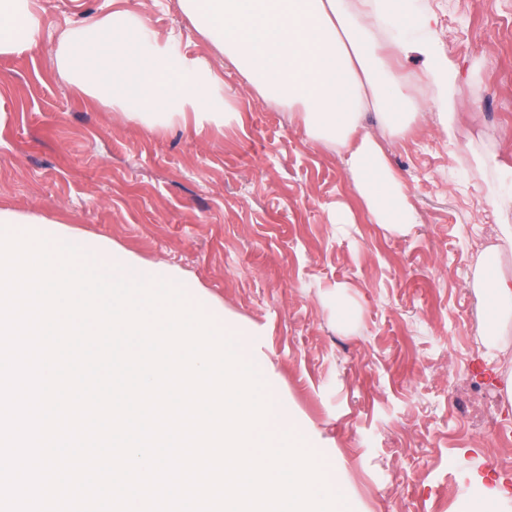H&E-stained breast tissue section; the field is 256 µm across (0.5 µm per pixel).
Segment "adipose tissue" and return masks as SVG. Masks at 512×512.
Segmentation results:
<instances>
[{
  "mask_svg": "<svg viewBox=\"0 0 512 512\" xmlns=\"http://www.w3.org/2000/svg\"><path fill=\"white\" fill-rule=\"evenodd\" d=\"M195 29L264 101L288 111L308 138L343 154L372 223L398 233L418 215L406 184L363 123L373 113L389 137L412 135L435 115L449 141L461 122L460 71L445 55L414 0H179ZM32 0H0V56L34 44ZM58 65L74 91L124 112L151 130L234 116L214 96L219 78L206 63L159 43L142 19L115 9L66 29ZM424 61L425 99L394 71L397 56ZM501 245L486 247L470 286L482 310L478 333L488 350L512 346V269Z\"/></svg>",
  "mask_w": 512,
  "mask_h": 512,
  "instance_id": "adipose-tissue-1",
  "label": "adipose tissue"
}]
</instances>
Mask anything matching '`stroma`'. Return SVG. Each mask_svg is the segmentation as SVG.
<instances>
[{
	"label": "stroma",
	"mask_w": 512,
	"mask_h": 512,
	"mask_svg": "<svg viewBox=\"0 0 512 512\" xmlns=\"http://www.w3.org/2000/svg\"><path fill=\"white\" fill-rule=\"evenodd\" d=\"M416 4L462 72L463 124L453 144L430 117L382 138L418 213L406 234L365 220L341 157L253 96L178 0H36V44L0 57V208L178 268L335 465L341 512H469L483 486L512 512V349L487 356L468 286L512 214L488 205L489 171L450 158L475 147L512 165V0ZM119 5L217 70L238 120L152 131L78 97L59 36Z\"/></svg>",
	"instance_id": "1"
}]
</instances>
